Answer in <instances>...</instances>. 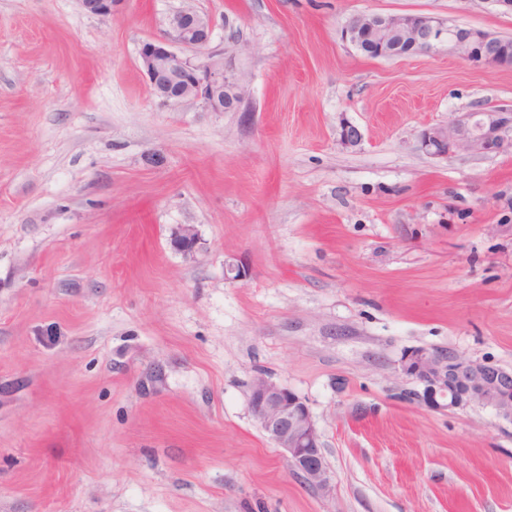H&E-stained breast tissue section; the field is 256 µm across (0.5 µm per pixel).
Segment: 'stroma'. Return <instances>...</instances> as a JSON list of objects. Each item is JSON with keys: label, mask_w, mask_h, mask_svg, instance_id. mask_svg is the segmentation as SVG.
Returning <instances> with one entry per match:
<instances>
[{"label": "stroma", "mask_w": 512, "mask_h": 512, "mask_svg": "<svg viewBox=\"0 0 512 512\" xmlns=\"http://www.w3.org/2000/svg\"><path fill=\"white\" fill-rule=\"evenodd\" d=\"M181 4L0 0V512H512V421L405 400L402 370L423 348L512 370V155L418 143L511 104L512 65L341 35L372 12L512 38V14L196 0L242 114L153 94L139 50ZM260 374L309 405L329 494L253 418ZM173 245L186 257H194L198 252V236L193 227L182 226L173 234Z\"/></svg>", "instance_id": "35a3bbf8"}]
</instances>
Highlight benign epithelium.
Masks as SVG:
<instances>
[{"label": "benign epithelium", "instance_id": "7a95c632", "mask_svg": "<svg viewBox=\"0 0 512 512\" xmlns=\"http://www.w3.org/2000/svg\"><path fill=\"white\" fill-rule=\"evenodd\" d=\"M91 14H114L122 0H78ZM211 17L183 0V6L168 20L162 38L142 44L139 57L154 93L165 101L199 100L212 112H225L231 103L241 110L248 95L244 78L232 61L208 56L199 63L182 56L174 47L205 53L212 35ZM342 37L355 48L371 49L380 58L401 57L446 41L465 60L478 64L508 60L512 55L498 52L503 39L475 29L451 31L432 17L415 19L406 14L361 13L350 18ZM362 141L359 128L345 123L340 142L355 147ZM419 148L436 158H446L464 149L476 154L512 153V106L478 108L448 124L424 129ZM173 245L187 257L198 252L194 228L183 226L173 234ZM403 372L424 385V391L410 390L405 397L422 399L430 407L465 408L473 403L490 406L512 419V370L479 361H465L442 350L416 349L405 354ZM251 413L268 439L282 449L287 464L305 483L327 494L331 476L326 467L321 436L303 398L290 388L263 375L251 384Z\"/></svg>", "mask_w": 512, "mask_h": 512}]
</instances>
